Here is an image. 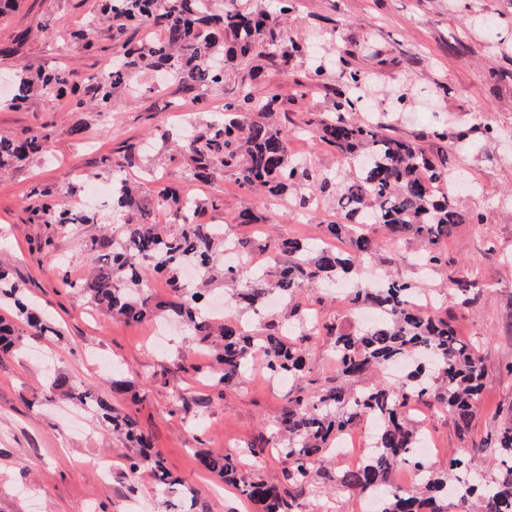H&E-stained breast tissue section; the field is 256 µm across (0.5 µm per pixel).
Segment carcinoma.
<instances>
[{
	"instance_id": "cac0c4a2",
	"label": "carcinoma",
	"mask_w": 512,
	"mask_h": 512,
	"mask_svg": "<svg viewBox=\"0 0 512 512\" xmlns=\"http://www.w3.org/2000/svg\"><path fill=\"white\" fill-rule=\"evenodd\" d=\"M109 22L112 44L102 46L88 32L70 33L83 49L101 59L100 69L78 80L64 68H17L12 95L0 106L19 107L36 98L54 102L68 97L70 112H81L93 102L101 112L112 111L118 89L150 93L146 84L133 85L144 72H161L169 81L201 92L224 83L226 65L243 61L258 49L286 58L302 51L281 27V19L296 8L295 0H277V11L240 12L234 0L206 9L203 0H101ZM152 27L160 35L152 41L128 35L131 23ZM346 90L336 96L332 111L314 112L308 130L351 166L338 180L316 174L305 162H295L290 133L276 121L279 96L261 95L241 81L235 96L206 120L190 121L189 135L174 142L169 133L160 139L184 159L193 181L207 184L217 173L236 175L246 191L273 197L291 195L294 208L315 215L322 204L336 210L337 219L321 222L323 243L301 237L282 239L264 248L269 266L251 279L235 267H224V281L234 285L232 298L239 313L263 310L268 294H278L288 311L287 320L272 316L260 331L250 334L239 318L216 321L201 311V289L212 280L224 251L251 249L249 240H227L202 221L205 211H220L224 198L213 195L201 203L187 194L163 188L162 206L173 216L177 229L161 230L148 220L149 208L136 200L122 179L112 187V210L127 216L122 231L105 233L90 241L92 267L83 283L63 276V283L83 292L89 302L126 323H142L153 310L183 324L194 341L214 351L218 367L211 387L218 395L250 370L261 367L274 378H288L286 405L275 420L276 453L287 461L281 477L267 481L241 474L242 459L258 460L267 449L252 446L237 456L202 453L206 471L232 486L239 498L259 512H305V498L321 487L369 495L375 512H512V419L498 430L490 449L491 468L472 474L468 460L456 457L440 472L420 456L419 423L411 415L415 403L426 401L450 414L459 431L467 433L480 403L485 367L470 342L457 336L448 316L432 314L415 305L422 287L390 279L375 288L353 279L354 270L372 263L380 250L368 228L381 225L388 240L412 249L418 265L430 274L447 269L443 244L458 225L473 224L479 215L462 210L447 189L439 195L435 185L449 186L455 171L443 154L431 155L421 144L397 137L383 122L357 121L350 114L372 83L366 72L351 71ZM49 134L37 130L24 139L0 137V171L45 152ZM140 150L126 146L112 169L139 164ZM40 203L32 219L49 226L95 224L84 211H59L49 192L35 191ZM191 262L204 271L193 288L185 286L181 268ZM165 275L168 298L153 302L143 287L148 269ZM348 283V303L354 309L370 307L380 319L364 329H345L315 321L304 292H313L327 280ZM451 289L467 304L480 290L469 275L451 280ZM12 301L14 317L0 316V353L9 354L26 341L48 340L59 329L42 318L24 300V293L0 264V298ZM317 336L333 338L336 376L321 379L306 370L304 346ZM49 389L72 403L92 408L101 424L134 448L127 469L136 474L150 470L155 487L172 512H208L198 490L172 473L150 437L136 428L134 416L115 407L92 388L64 372L50 376ZM371 420L365 461L355 468H333L330 455L344 435ZM405 467L412 485L391 481Z\"/></svg>"
}]
</instances>
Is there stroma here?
I'll return each instance as SVG.
<instances>
[{
  "label": "stroma",
  "instance_id": "stroma-1",
  "mask_svg": "<svg viewBox=\"0 0 512 512\" xmlns=\"http://www.w3.org/2000/svg\"><path fill=\"white\" fill-rule=\"evenodd\" d=\"M98 10V0H24L13 16L0 22V79L25 64L31 68H65L84 78L99 66L96 56L77 47L55 49L59 31L78 25ZM289 35L303 43L289 58L255 53L235 65L223 85L204 99L178 84L160 93L114 95L112 111L68 112L58 104L32 100L21 109L0 108V136L20 138L31 131L49 132L48 149L0 178V257L25 295L60 328V338L21 348L0 357V512H129L148 502L162 512L163 498L125 467L127 444L106 431L88 411H74L50 393L46 371L76 376L120 408L132 411L138 426L152 436L165 466L201 493L209 512H253L198 461L202 451L235 453L266 443L269 455L244 467L246 476L276 480L285 465L274 454L272 418L284 404L286 383L252 372L217 395L205 376L211 359L180 326L129 325L92 309L62 283L63 275L84 278L90 262L88 244L101 230L122 225L110 206L93 204L100 221L57 229L33 222L38 199L34 188L51 193L64 208L83 199L79 179L96 176L111 184L105 158L119 157L130 143L151 140L140 168L124 170L136 179L150 169L145 198L155 201L160 188L173 185L203 199L224 195V209L207 222L223 226L232 237L273 243L288 237L317 242L320 219L297 212L289 199L268 201L239 189L231 174L212 184L192 181L181 160L172 158L157 135L199 117L201 107L221 108L240 81L277 93L281 122L292 133L291 150L316 171L333 173L336 152L304 126L313 112H327L345 88L350 70L372 73L374 111L384 114L392 134L415 140L429 152L447 151L451 165L471 191L459 195L460 206L480 214L481 222L459 225L448 240V275L477 276L479 299L461 305L441 280L430 282L438 312L448 313L461 338L473 342L485 365L481 401L468 434L453 418L417 406L415 415L435 445L439 463L461 448L473 449L471 466L485 470L481 448L512 418V0H297L283 22ZM320 77L308 95L298 81ZM178 111H170V104ZM448 124V140L430 136L436 120ZM494 136H486L485 126ZM255 221L237 224L241 211ZM53 238L54 249L42 244ZM136 378L138 396L113 394L114 370ZM114 458L109 480H101L99 462Z\"/></svg>",
  "mask_w": 512,
  "mask_h": 512
}]
</instances>
